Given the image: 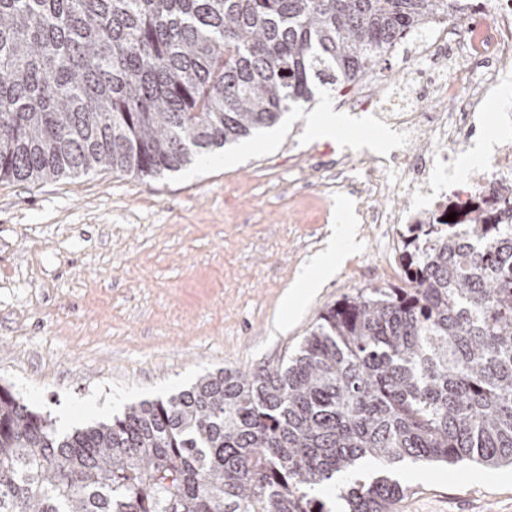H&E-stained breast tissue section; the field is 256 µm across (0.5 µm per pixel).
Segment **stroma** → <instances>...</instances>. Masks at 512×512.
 Returning <instances> with one entry per match:
<instances>
[{
	"instance_id": "obj_1",
	"label": "stroma",
	"mask_w": 512,
	"mask_h": 512,
	"mask_svg": "<svg viewBox=\"0 0 512 512\" xmlns=\"http://www.w3.org/2000/svg\"><path fill=\"white\" fill-rule=\"evenodd\" d=\"M351 91L317 95L249 150L228 145L159 177L0 180V385L68 432L224 368L285 365L337 300L401 284L404 225L365 223L357 194L320 191L311 160L391 151L371 112L351 113L335 139L310 134L322 106L343 111ZM347 215L355 248L286 314L289 289ZM388 475L410 490L398 512H512L511 467L404 461Z\"/></svg>"
}]
</instances>
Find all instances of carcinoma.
<instances>
[{"label":"carcinoma","mask_w":512,"mask_h":512,"mask_svg":"<svg viewBox=\"0 0 512 512\" xmlns=\"http://www.w3.org/2000/svg\"><path fill=\"white\" fill-rule=\"evenodd\" d=\"M463 0H0V180L156 177L355 83ZM405 286L321 313L284 367L221 369L60 433L0 385V512H397L405 460L512 466V223L410 224ZM363 465L381 475L358 478Z\"/></svg>","instance_id":"obj_1"}]
</instances>
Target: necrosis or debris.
<instances>
[{
    "label": "necrosis or debris",
    "mask_w": 512,
    "mask_h": 512,
    "mask_svg": "<svg viewBox=\"0 0 512 512\" xmlns=\"http://www.w3.org/2000/svg\"><path fill=\"white\" fill-rule=\"evenodd\" d=\"M400 72L395 84L378 75L363 80L345 101L354 110L373 109L396 132L395 148L384 155L324 159L323 189L341 194L352 188L364 199L406 195L408 208L366 211L375 224H439L451 214L464 224L474 209L498 210V187L512 178L511 137L483 156L477 174L459 176L455 170L473 147L482 109L512 73V0H466L455 20L432 19L403 49ZM448 100L456 111L440 109ZM418 136L430 140L428 153L415 152ZM442 168L455 176L441 189L436 173Z\"/></svg>",
    "instance_id": "4bbe7bcc"
}]
</instances>
